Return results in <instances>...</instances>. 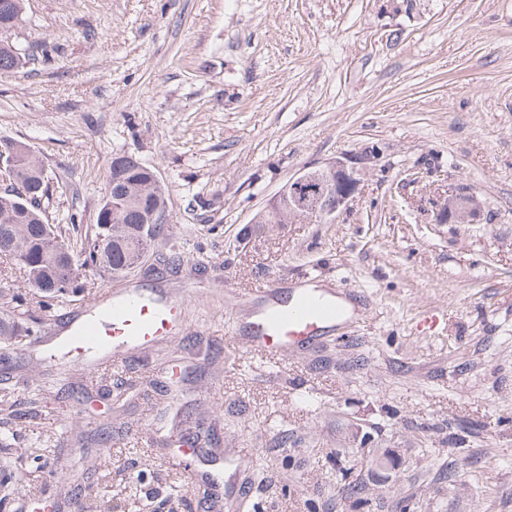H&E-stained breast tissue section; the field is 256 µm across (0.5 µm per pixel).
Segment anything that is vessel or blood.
I'll use <instances>...</instances> for the list:
<instances>
[{"instance_id": "b4317fda", "label": "vessel or blood", "mask_w": 512, "mask_h": 512, "mask_svg": "<svg viewBox=\"0 0 512 512\" xmlns=\"http://www.w3.org/2000/svg\"><path fill=\"white\" fill-rule=\"evenodd\" d=\"M263 296L264 303L238 338L250 352L285 356L295 347L319 343L348 319L339 301L324 298L311 288L288 290L273 283L264 289ZM180 329L179 302L137 290L121 291L97 313L70 322L66 349L77 360L94 350L111 351L117 359L136 346L174 335Z\"/></svg>"}]
</instances>
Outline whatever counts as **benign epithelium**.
Instances as JSON below:
<instances>
[{
	"mask_svg": "<svg viewBox=\"0 0 512 512\" xmlns=\"http://www.w3.org/2000/svg\"><path fill=\"white\" fill-rule=\"evenodd\" d=\"M369 157L354 153L339 156L320 165L308 166L288 179L272 201L268 212L280 208L288 199V213L293 220L305 223H332L347 211L358 193L360 175ZM13 157L0 150V192L17 186L12 179ZM484 202L473 188L449 187L448 193L433 200L431 218L434 224H478Z\"/></svg>",
	"mask_w": 512,
	"mask_h": 512,
	"instance_id": "1",
	"label": "benign epithelium"
}]
</instances>
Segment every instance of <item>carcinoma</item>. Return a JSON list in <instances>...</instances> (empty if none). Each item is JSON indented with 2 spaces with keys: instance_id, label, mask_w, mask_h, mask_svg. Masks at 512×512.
Listing matches in <instances>:
<instances>
[{
  "instance_id": "cac0c4a2",
  "label": "carcinoma",
  "mask_w": 512,
  "mask_h": 512,
  "mask_svg": "<svg viewBox=\"0 0 512 512\" xmlns=\"http://www.w3.org/2000/svg\"><path fill=\"white\" fill-rule=\"evenodd\" d=\"M24 0H0V32L19 26ZM25 52L0 38V72L23 66ZM17 178L27 198L0 193V260L19 266L41 305L80 288V274L67 257L71 249L48 222L41 199L48 192L43 164L31 146L16 141ZM107 201L99 209L94 237L85 249L84 266L112 277L125 275L144 257L152 240L164 231L167 198L155 171L140 160L121 155L112 160L107 176ZM23 327L13 317H0V341L15 343Z\"/></svg>"
}]
</instances>
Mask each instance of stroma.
Masks as SVG:
<instances>
[{
    "label": "stroma",
    "instance_id": "35a3bbf8",
    "mask_svg": "<svg viewBox=\"0 0 512 512\" xmlns=\"http://www.w3.org/2000/svg\"><path fill=\"white\" fill-rule=\"evenodd\" d=\"M16 38L37 52L0 73V137L42 160L49 222L85 248L123 154L154 169L169 214L126 278L87 273L50 309L19 271L0 278L25 299L0 315L32 330L0 353V397L25 412L0 405V434L28 495L68 498L57 474L86 455L102 468L82 497L110 480L115 512H171L177 484L193 512H226L241 486L233 512H394L409 494L415 512H512V0H24ZM369 152L335 223H254L299 169ZM452 184L485 220L432 223ZM274 280L357 314L282 359L248 354L234 323ZM130 286L182 299V332L93 379L105 353L46 358V336ZM174 418L213 430L218 494L163 449ZM244 448L254 465L225 467ZM365 448L398 457L388 479Z\"/></svg>",
    "mask_w": 512,
    "mask_h": 512
}]
</instances>
